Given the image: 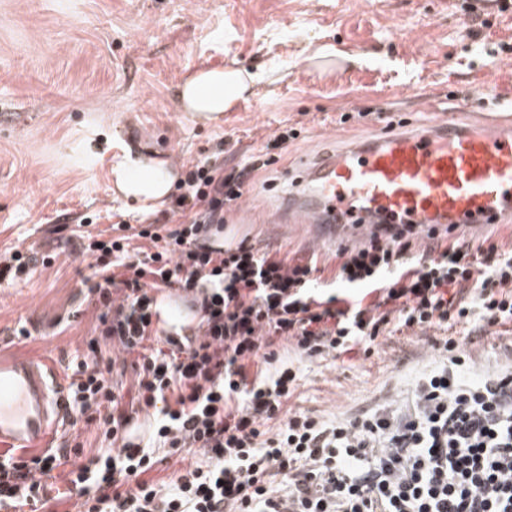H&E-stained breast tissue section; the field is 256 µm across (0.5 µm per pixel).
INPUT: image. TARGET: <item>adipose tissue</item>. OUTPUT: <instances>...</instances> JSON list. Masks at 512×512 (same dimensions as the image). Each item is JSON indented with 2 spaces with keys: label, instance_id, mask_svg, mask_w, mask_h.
<instances>
[{
  "label": "adipose tissue",
  "instance_id": "adipose-tissue-1",
  "mask_svg": "<svg viewBox=\"0 0 512 512\" xmlns=\"http://www.w3.org/2000/svg\"><path fill=\"white\" fill-rule=\"evenodd\" d=\"M254 83V75L241 69H201L184 81L180 103L195 119L214 121L247 95ZM112 174L117 191L146 208L160 205L174 181L167 169L145 159L116 165Z\"/></svg>",
  "mask_w": 512,
  "mask_h": 512
}]
</instances>
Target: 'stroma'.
<instances>
[{"instance_id": "35a3bbf8", "label": "stroma", "mask_w": 512, "mask_h": 512, "mask_svg": "<svg viewBox=\"0 0 512 512\" xmlns=\"http://www.w3.org/2000/svg\"><path fill=\"white\" fill-rule=\"evenodd\" d=\"M262 73L252 96L203 124L179 89L199 69ZM453 112L457 125L512 114V7L485 0H0V251L32 249L23 281L0 282V349L47 359L59 375L86 354L96 310L82 280L88 258H40L71 228H108L112 212L143 211L116 195L124 156L165 163L176 176L214 160L238 168L262 153L246 207L226 211L225 241L268 251L318 253L360 240L316 224L270 223L286 175L389 124ZM348 122H341V115ZM291 126L298 137L280 147ZM27 329L21 337L19 329ZM426 335L383 339L371 356L289 360L299 370L294 411L344 419L403 405L438 365ZM470 380L512 365V338L472 330Z\"/></svg>"}]
</instances>
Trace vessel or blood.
<instances>
[{
    "mask_svg": "<svg viewBox=\"0 0 512 512\" xmlns=\"http://www.w3.org/2000/svg\"><path fill=\"white\" fill-rule=\"evenodd\" d=\"M291 182L288 213L312 224H494L512 215V121L393 130L302 166ZM66 412L50 362L0 353V451L47 447Z\"/></svg>",
    "mask_w": 512,
    "mask_h": 512,
    "instance_id": "b4317fda",
    "label": "vessel or blood"
}]
</instances>
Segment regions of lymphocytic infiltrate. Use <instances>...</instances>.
Here are the masks:
<instances>
[{"mask_svg":"<svg viewBox=\"0 0 512 512\" xmlns=\"http://www.w3.org/2000/svg\"><path fill=\"white\" fill-rule=\"evenodd\" d=\"M261 166L192 165L170 197L178 223L118 222L108 238L76 231L99 314L67 398L103 447L54 493L46 480L64 452L1 454L0 512H52L72 498L80 512H512V371L466 381V342L449 334L512 323V251L436 226L376 224L334 254L345 292L320 291L317 257L211 243ZM160 291L190 297L191 336L155 319ZM430 329L445 333L435 343L444 361L406 410L326 421L288 409L298 377L286 350L324 359ZM118 370L152 412L146 443L126 439ZM194 448L201 460L171 488L151 480L160 456Z\"/></svg>","mask_w":512,"mask_h":512,"instance_id":"f902f5d3","label":"lymphocytic infiltrate"}]
</instances>
